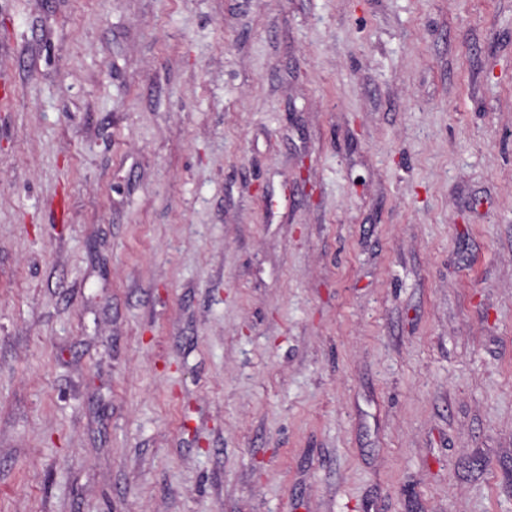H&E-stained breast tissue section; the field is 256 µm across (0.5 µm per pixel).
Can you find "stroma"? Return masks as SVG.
<instances>
[{
  "label": "stroma",
  "instance_id": "35a3bbf8",
  "mask_svg": "<svg viewBox=\"0 0 512 512\" xmlns=\"http://www.w3.org/2000/svg\"><path fill=\"white\" fill-rule=\"evenodd\" d=\"M0 512H512V0H0Z\"/></svg>",
  "mask_w": 512,
  "mask_h": 512
}]
</instances>
